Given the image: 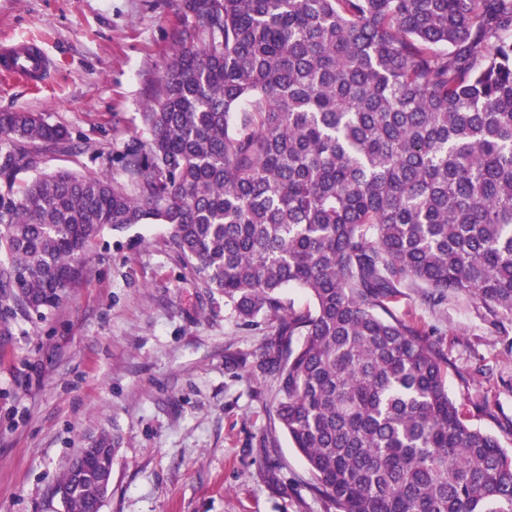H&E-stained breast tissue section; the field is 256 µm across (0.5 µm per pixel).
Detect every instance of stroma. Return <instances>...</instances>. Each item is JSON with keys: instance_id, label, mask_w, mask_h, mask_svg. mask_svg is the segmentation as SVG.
<instances>
[{"instance_id": "obj_1", "label": "stroma", "mask_w": 512, "mask_h": 512, "mask_svg": "<svg viewBox=\"0 0 512 512\" xmlns=\"http://www.w3.org/2000/svg\"><path fill=\"white\" fill-rule=\"evenodd\" d=\"M178 25V0H0V45L35 40L52 63L35 86L0 78V112L69 128L74 151L44 153L43 170L122 179L117 157L149 139L141 114ZM167 236L154 223L104 230L67 305L0 316V512H64L55 482L84 437L112 429L125 446L102 512H334L287 437L264 440L270 326L242 325L196 287ZM423 294L405 284L390 309L446 354L468 422L512 449V341L472 300Z\"/></svg>"}]
</instances>
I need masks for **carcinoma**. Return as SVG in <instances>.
<instances>
[{"mask_svg":"<svg viewBox=\"0 0 512 512\" xmlns=\"http://www.w3.org/2000/svg\"><path fill=\"white\" fill-rule=\"evenodd\" d=\"M180 12L124 180L40 171L69 129L0 112V304L43 319L105 228L165 224L197 287L275 325L267 442L288 437L335 512H512V453L467 423L448 359L387 306L410 282L512 332V0ZM122 442L90 438L98 459L54 486L66 512H98Z\"/></svg>","mask_w":512,"mask_h":512,"instance_id":"obj_1","label":"carcinoma"}]
</instances>
